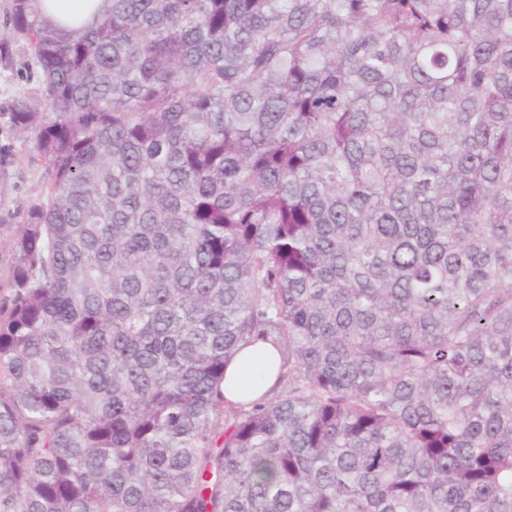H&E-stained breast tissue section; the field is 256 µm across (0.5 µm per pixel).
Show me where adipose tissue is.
Returning <instances> with one entry per match:
<instances>
[{"label":"adipose tissue","mask_w":512,"mask_h":512,"mask_svg":"<svg viewBox=\"0 0 512 512\" xmlns=\"http://www.w3.org/2000/svg\"><path fill=\"white\" fill-rule=\"evenodd\" d=\"M277 374V359L270 349H244L226 367L224 395L231 401L258 398L275 385Z\"/></svg>","instance_id":"obj_1"}]
</instances>
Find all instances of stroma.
I'll return each instance as SVG.
<instances>
[{
  "instance_id": "obj_1",
  "label": "stroma",
  "mask_w": 512,
  "mask_h": 512,
  "mask_svg": "<svg viewBox=\"0 0 512 512\" xmlns=\"http://www.w3.org/2000/svg\"><path fill=\"white\" fill-rule=\"evenodd\" d=\"M11 6L12 0H0V224L16 225L40 200L46 174L31 143L10 128L17 101L42 104L40 83L25 77L33 60L25 40L11 29Z\"/></svg>"
}]
</instances>
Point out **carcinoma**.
Listing matches in <instances>:
<instances>
[{"instance_id": "carcinoma-1", "label": "carcinoma", "mask_w": 512, "mask_h": 512, "mask_svg": "<svg viewBox=\"0 0 512 512\" xmlns=\"http://www.w3.org/2000/svg\"><path fill=\"white\" fill-rule=\"evenodd\" d=\"M11 22L0 512H512V0ZM11 6L12 0H0V224L14 226L40 200L47 178L31 143L10 128L8 112L17 101L43 106L40 83L25 78L33 60L25 40L12 32ZM278 364L269 348L243 349L226 367L224 396L231 401L260 397L276 383Z\"/></svg>"}]
</instances>
